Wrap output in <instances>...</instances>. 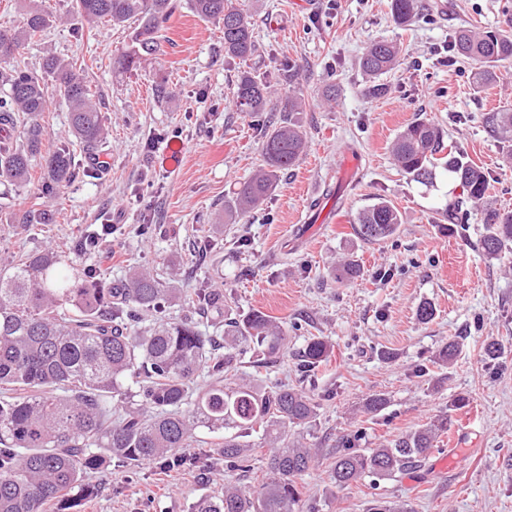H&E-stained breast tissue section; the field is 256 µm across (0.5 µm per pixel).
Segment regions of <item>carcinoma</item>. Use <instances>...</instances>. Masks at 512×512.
<instances>
[{"label": "carcinoma", "mask_w": 512, "mask_h": 512, "mask_svg": "<svg viewBox=\"0 0 512 512\" xmlns=\"http://www.w3.org/2000/svg\"><path fill=\"white\" fill-rule=\"evenodd\" d=\"M66 3L63 13L33 7L19 20L0 24L1 179L19 186L30 182L45 135L40 117L50 96L57 93L68 104L73 140L46 157L38 185L43 196L59 194L87 173L75 162L72 143L89 154L106 147L108 122L85 79L84 61L52 55L31 68L21 59L24 44L64 19L127 26L129 43L112 59V75L119 80L160 51L163 24L178 8L177 0ZM187 6L200 19L222 25L225 55L243 61L259 56L247 15L233 0H187ZM391 9L394 20L404 24L416 15L417 0H392ZM452 47L477 65L479 85L495 82L499 64L512 61V33L504 31L461 29ZM399 54L397 45L375 41L360 57V69L373 80L370 96L386 92L378 79L398 64ZM273 94L265 76L245 71L236 83L235 106L240 112H264ZM301 111L297 92L288 93L284 115L262 141L265 167L234 192L225 222L261 207L280 174L299 160L307 147ZM482 121L511 161L512 112H485ZM442 151L439 128L428 119L410 123L391 148L398 168L419 180H431L440 164L455 175L462 197L445 209V217L458 224L463 205L486 204L489 180L464 152L437 157ZM399 224L396 208L381 200L358 214L354 230L372 243L394 236ZM485 224V255L499 259L512 253V212L487 207ZM92 248L86 236L72 256L44 248L0 264V512H75L98 492L91 473L113 459L130 467L180 464L186 458L179 450L191 447L200 427L224 432L216 451L230 470L249 468V437L261 432L269 449V477L258 486L226 487L220 497H201L191 512H314L304 510L299 485L315 463L301 435L316 417L314 399L302 390H267L237 377L242 354L253 351L261 363L275 361L286 347L287 329L259 310L228 315L224 297L213 288L184 297L145 267L131 269L125 283L105 288L81 261ZM177 302L185 314L171 322L167 310ZM200 318L224 328V335L203 333ZM329 356L325 340L311 339L302 352L303 372L315 371ZM202 376L209 382L199 386ZM447 431L448 417L442 416L377 448H358L348 439L331 481L348 489L366 480L375 485L393 479L419 467ZM367 512L411 510L404 502L379 497Z\"/></svg>", "instance_id": "obj_1"}]
</instances>
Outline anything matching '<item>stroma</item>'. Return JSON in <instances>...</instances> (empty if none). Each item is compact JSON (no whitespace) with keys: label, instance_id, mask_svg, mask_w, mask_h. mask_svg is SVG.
Here are the masks:
<instances>
[{"label":"stroma","instance_id":"35a3bbf8","mask_svg":"<svg viewBox=\"0 0 512 512\" xmlns=\"http://www.w3.org/2000/svg\"><path fill=\"white\" fill-rule=\"evenodd\" d=\"M248 13L277 96L287 86L282 63L298 73L305 100L299 120L307 148L281 174L256 216L224 223V207L239 184L262 164L261 130L278 113L238 111L233 91L248 63L225 58L224 34L186 8L165 23L151 65L112 77V56L124 30L98 27L75 38L70 23L54 25L24 50L30 66L54 54L83 58L86 80L111 119L110 149L94 177L67 186L52 203L49 224H20L37 204V180L0 183V259L46 247L70 253L82 233L112 223L108 243L85 256L105 286L118 285L128 267L160 275L178 269L179 288L209 285L242 313L263 311L288 330V348L272 365L244 357L240 367L261 387H303L317 403L304 436L317 460L305 476L306 498L317 512H366L377 496L405 501L413 512H512V262L487 258L480 209L469 208L465 228L448 232L443 212L462 194L454 175L436 168L432 183L396 166L391 145L407 124L434 121L445 147H457L483 166L490 203L512 211V164L481 123L482 113L512 110V63L496 82H472L473 65L450 58L448 44L462 28L498 30L512 22V0H419L405 24L391 0H234ZM400 46L401 64L383 75L388 91L365 96L369 79L358 60L370 42ZM170 94L158 99L155 86ZM335 83V101L321 90ZM399 212L397 234L380 243L354 232L356 216L377 199ZM354 259L359 276L337 281L332 263ZM429 303L434 316L420 322ZM328 341L331 355L304 378L296 355L307 341ZM500 348L487 357L485 346ZM457 341L454 362L435 355ZM387 399L377 414L364 400ZM464 396L467 407H454ZM447 415L448 430L422 467L377 486L337 488L329 478L343 438L374 448ZM174 469L150 463L110 464L93 474L97 496L81 512H190L200 496L260 480L264 449L251 452L249 472L225 470L207 429Z\"/></svg>","mask_w":512,"mask_h":512}]
</instances>
